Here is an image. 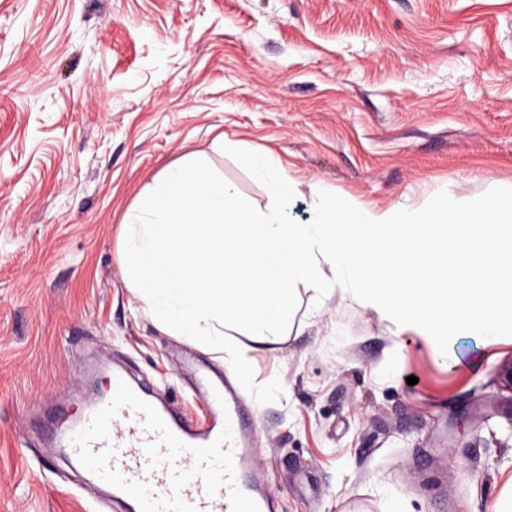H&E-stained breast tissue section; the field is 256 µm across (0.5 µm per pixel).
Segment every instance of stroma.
Returning a JSON list of instances; mask_svg holds the SVG:
<instances>
[{"mask_svg": "<svg viewBox=\"0 0 512 512\" xmlns=\"http://www.w3.org/2000/svg\"><path fill=\"white\" fill-rule=\"evenodd\" d=\"M266 154L313 215L419 209L512 188V0H0V512H121L56 436L120 366L204 422L198 371L228 361L160 330L126 286L140 188L206 161L271 206L228 155ZM253 355L276 512H496L512 495V337L440 353L347 295ZM417 384L407 385L408 376Z\"/></svg>", "mask_w": 512, "mask_h": 512, "instance_id": "obj_1", "label": "stroma"}]
</instances>
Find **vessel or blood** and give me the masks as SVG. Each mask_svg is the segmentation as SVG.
I'll return each mask as SVG.
<instances>
[{
    "label": "vessel or blood",
    "instance_id": "vessel-or-blood-1",
    "mask_svg": "<svg viewBox=\"0 0 512 512\" xmlns=\"http://www.w3.org/2000/svg\"><path fill=\"white\" fill-rule=\"evenodd\" d=\"M210 421L200 427L148 399L119 372L110 400L89 407L68 434L76 461L125 500L130 512H263L264 468L255 466L252 415L232 388L210 385Z\"/></svg>",
    "mask_w": 512,
    "mask_h": 512
}]
</instances>
